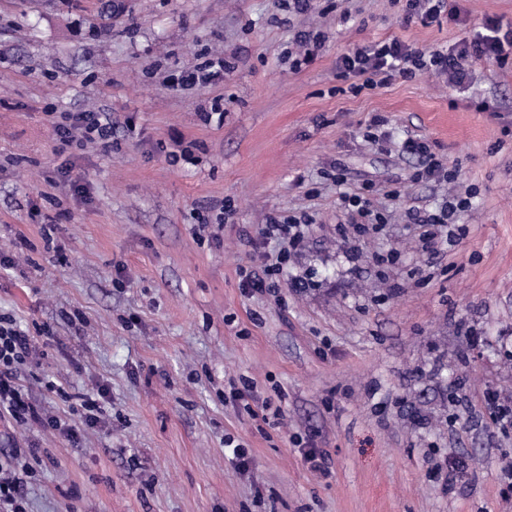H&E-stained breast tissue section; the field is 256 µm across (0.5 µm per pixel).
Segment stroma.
Returning a JSON list of instances; mask_svg holds the SVG:
<instances>
[{"label":"stroma","mask_w":512,"mask_h":512,"mask_svg":"<svg viewBox=\"0 0 512 512\" xmlns=\"http://www.w3.org/2000/svg\"><path fill=\"white\" fill-rule=\"evenodd\" d=\"M121 2L105 30L97 0H0V317L38 338L21 383L47 414L80 422L109 391L76 443L0 416L30 512H512V427L494 409L512 404V68L475 63L457 90L420 72L342 93L336 77L358 44L511 25L512 0H449L460 22L428 26L402 24L406 0ZM312 30L324 46L293 70ZM215 57L223 82L181 85ZM77 112L111 113V149L56 154ZM375 114L387 141L365 137ZM410 136L471 194L464 235L433 258L406 214L438 211L448 184L414 180ZM340 164L350 189L374 181L383 219L348 243ZM302 214L279 296L245 294L244 234ZM245 378L281 423L225 401ZM309 433L328 474L293 442ZM456 459L469 476L450 486Z\"/></svg>","instance_id":"35a3bbf8"}]
</instances>
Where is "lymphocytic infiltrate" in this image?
Wrapping results in <instances>:
<instances>
[{"label": "lymphocytic infiltrate", "instance_id": "obj_1", "mask_svg": "<svg viewBox=\"0 0 512 512\" xmlns=\"http://www.w3.org/2000/svg\"><path fill=\"white\" fill-rule=\"evenodd\" d=\"M487 61L498 67L512 66V27L502 28L499 21L486 20L473 38L452 48L421 49L399 39L359 45L336 59V77L351 80V92L358 93L389 84L395 78L410 79L416 72L429 71L447 76L449 84L462 85L475 62ZM55 150L86 141L108 144L112 137V119L105 112H80L70 124L53 129ZM469 198L457 197L439 212H415L411 218L420 224L422 249L435 248L454 213L464 210ZM297 217L270 220L255 236L249 237L252 271L242 281L245 293L264 294L275 289L276 277L283 274L288 256L298 249L304 235ZM38 355L34 336L14 321L0 323V414L6 413L19 425L37 424L60 431L69 441H78L81 426L65 425L32 403L19 382V372Z\"/></svg>", "mask_w": 512, "mask_h": 512}]
</instances>
